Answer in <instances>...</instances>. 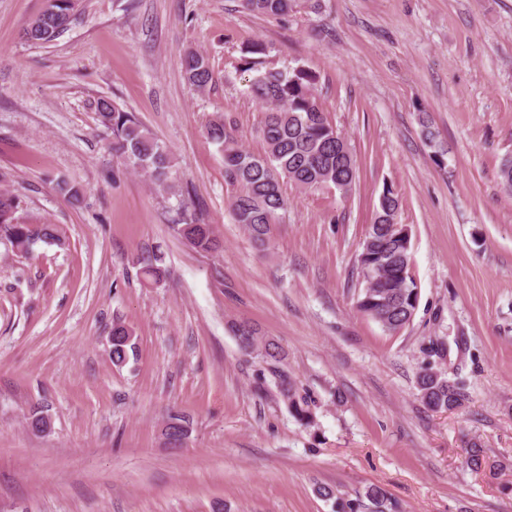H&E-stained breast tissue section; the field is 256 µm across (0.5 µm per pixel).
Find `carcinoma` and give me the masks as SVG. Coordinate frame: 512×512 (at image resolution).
Returning a JSON list of instances; mask_svg holds the SVG:
<instances>
[{
  "label": "carcinoma",
  "mask_w": 512,
  "mask_h": 512,
  "mask_svg": "<svg viewBox=\"0 0 512 512\" xmlns=\"http://www.w3.org/2000/svg\"><path fill=\"white\" fill-rule=\"evenodd\" d=\"M243 7L262 16L286 18L298 7V0H242ZM78 0H55L52 12H39L23 30L25 40L42 46L59 38L71 25ZM267 45L255 40L243 49L244 69L254 70L261 64ZM182 68L189 85L206 90L213 81L207 57L199 50L188 49L182 55ZM317 75L303 68L291 71H260L249 93L264 109L262 134L266 150L252 154L240 145L236 129L219 117L205 127L207 138L224 154V182L232 188L230 209L235 223L244 226L259 245L267 242L271 225L282 219L286 201L282 184L288 182L301 191L336 189L348 195L357 182L356 159L348 140L327 119L317 101L314 86ZM99 124L112 137V153L123 164L141 172L160 191L174 189L173 156L131 112L116 106L108 98L96 103ZM401 199L392 186L386 185L378 198L376 215L365 235L359 255V268L365 287L356 308L378 323L388 333H397L408 325L418 305V292L410 276L411 238L401 234L403 225L395 221ZM20 200L7 190H0V238L8 240L19 252L29 255L39 243L61 244L63 232L57 224H31L17 216ZM173 226L177 234L192 247L202 251L219 249L209 224L199 221L196 213L182 206ZM158 258L137 259L145 279L156 282L163 271ZM230 332L246 352L265 359L281 361L278 344L258 335L246 321L233 322ZM136 349L134 331L129 326L112 324V364H126ZM417 389L423 404L432 411H454L468 402V395L440 370L425 367L417 377ZM281 394L301 421L310 422L305 399L297 396L286 375H281ZM188 421L172 414L165 424V439L187 438ZM316 494L332 502L333 512H401L400 504L385 489L370 485L354 496L338 494L328 485H319Z\"/></svg>",
  "instance_id": "carcinoma-1"
}]
</instances>
